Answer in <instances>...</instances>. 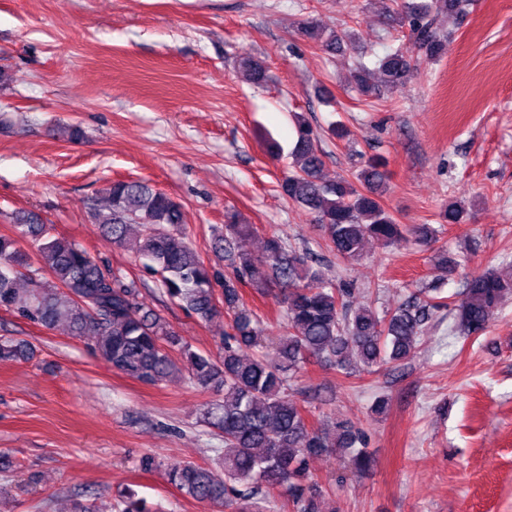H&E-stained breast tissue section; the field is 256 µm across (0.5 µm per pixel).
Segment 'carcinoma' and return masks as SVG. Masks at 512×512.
Wrapping results in <instances>:
<instances>
[{
    "mask_svg": "<svg viewBox=\"0 0 512 512\" xmlns=\"http://www.w3.org/2000/svg\"><path fill=\"white\" fill-rule=\"evenodd\" d=\"M391 2L396 5L393 20L408 27L410 44L376 57L377 82L366 64L354 65L349 84L368 99L403 85L422 62L442 57L444 37L436 21L463 13L466 0ZM300 33L332 54L355 37L353 32L338 35L313 20L300 22ZM244 69L250 83H266L268 75L261 62L247 61ZM292 120L297 132L290 152L292 169L280 188L312 214L336 258L357 260L370 241L383 247L411 238L427 245L433 241L429 228L399 224L384 207L382 196L389 183L384 162H369L351 179L327 180L318 136L303 114H293ZM106 195L108 213L95 208L91 217L101 225L107 244L121 246L138 230V256L145 259L146 268L171 300L204 321L224 305L230 324L221 360L193 351L165 319L144 305L135 280L127 281L120 272L101 267L78 244L52 236L34 212L15 216V236H0V309L46 328L69 320L72 335L94 337L100 357L112 370L133 380L157 385L184 377L222 394L202 414L203 421L224 438V456L216 466L164 465L147 457L145 470L162 468L167 481L193 500L220 504L230 512H271L267 491L279 487L288 491L293 512H324L318 507L324 494L309 476L308 459L342 453L352 474L368 470L372 459L361 430L331 419L317 427L310 424L289 398L288 381L312 358L347 376L361 371L370 374L375 367L407 359L420 345L431 311L444 306L438 301V288L425 286L414 300L381 316L370 302L352 305L348 292L333 287L320 269L275 233L264 239L260 254L248 251L254 225L241 223L235 211L227 210L224 234L213 240L214 252L228 261L219 302L214 287L218 274L186 240L180 230L182 211L170 196L139 179L116 180L106 188ZM466 215L464 203L451 202L443 218L458 224ZM20 239L36 246L50 279L35 277L30 255L18 246ZM259 265L269 271V279H255ZM22 280L29 285L23 293L18 288ZM271 281L279 288L282 334L274 356H250L248 350L262 342L263 321L244 306L241 288L248 285L263 295ZM509 296L512 269L506 274L489 269L471 276L453 304L458 327L468 336L482 333ZM174 350L186 360V368L173 358ZM29 356L26 344L0 339V363ZM118 506L119 512H161L130 488L121 493Z\"/></svg>",
    "mask_w": 512,
    "mask_h": 512,
    "instance_id": "obj_1",
    "label": "carcinoma"
}]
</instances>
